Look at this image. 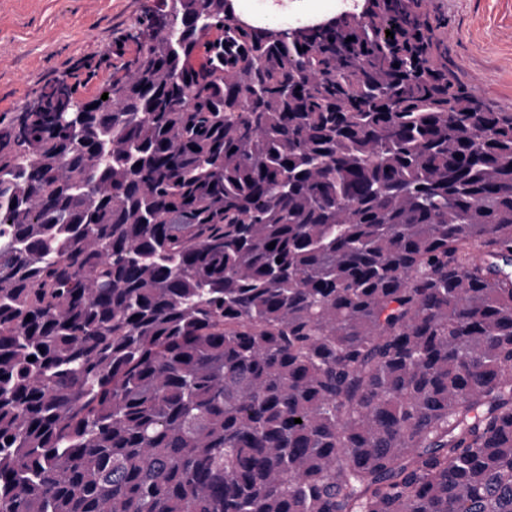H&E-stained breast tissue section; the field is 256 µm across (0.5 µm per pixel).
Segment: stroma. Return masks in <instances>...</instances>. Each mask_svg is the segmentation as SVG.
<instances>
[{
	"label": "stroma",
	"instance_id": "1",
	"mask_svg": "<svg viewBox=\"0 0 512 512\" xmlns=\"http://www.w3.org/2000/svg\"><path fill=\"white\" fill-rule=\"evenodd\" d=\"M448 65L473 95L512 112V0H426ZM155 0H0V116L58 79L94 98L136 46Z\"/></svg>",
	"mask_w": 512,
	"mask_h": 512
}]
</instances>
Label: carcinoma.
Segmentation results:
<instances>
[{
  "label": "carcinoma",
  "mask_w": 512,
  "mask_h": 512,
  "mask_svg": "<svg viewBox=\"0 0 512 512\" xmlns=\"http://www.w3.org/2000/svg\"><path fill=\"white\" fill-rule=\"evenodd\" d=\"M422 4L170 0L0 119V512H512V112Z\"/></svg>",
  "instance_id": "1"
}]
</instances>
